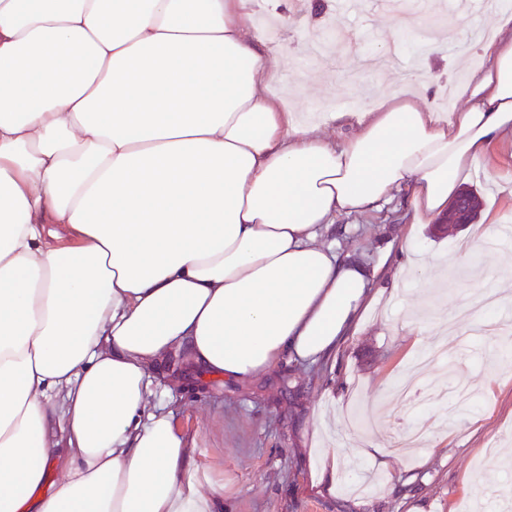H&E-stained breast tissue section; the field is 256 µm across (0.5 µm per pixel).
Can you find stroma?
Wrapping results in <instances>:
<instances>
[{
    "label": "stroma",
    "mask_w": 512,
    "mask_h": 512,
    "mask_svg": "<svg viewBox=\"0 0 512 512\" xmlns=\"http://www.w3.org/2000/svg\"><path fill=\"white\" fill-rule=\"evenodd\" d=\"M256 12L290 18L280 27L282 43L295 51L287 78L312 87L311 95L288 99L291 111L344 112L347 79L378 93L392 82L391 72L371 66L388 55L382 10L356 18L342 12L341 0H258ZM403 46L404 60L428 76L419 91L428 107L442 109L446 89L475 72L441 50L421 54L413 40ZM468 186L483 208L512 224V145L494 148ZM336 225L341 249L358 250L367 264L383 265V277L399 280L397 295L380 302L373 319L325 363H283L245 386L181 371L167 404L195 463L223 482L231 512H512V478L506 474L512 469V357L506 354L512 335L486 339L455 324L446 343L450 364L428 366L416 399L397 389L415 358L438 346L437 320L466 306L471 295L493 290L512 268V240L461 269L452 261L467 230L438 238L420 224L412 229V245L429 267L425 274L403 276L396 260L385 256L409 230L399 203L375 216L340 217ZM415 322L425 324L426 332L412 333ZM431 387H464L474 399L448 421L428 400ZM319 422L339 450L332 494L317 483ZM412 427L429 432V445L393 451ZM369 444L387 449L386 469L358 455V447ZM375 470L404 484L405 495L385 485L357 494L364 474Z\"/></svg>",
    "instance_id": "stroma-1"
}]
</instances>
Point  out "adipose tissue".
I'll use <instances>...</instances> for the list:
<instances>
[{"instance_id":"adipose-tissue-1","label":"adipose tissue","mask_w":512,"mask_h":512,"mask_svg":"<svg viewBox=\"0 0 512 512\" xmlns=\"http://www.w3.org/2000/svg\"><path fill=\"white\" fill-rule=\"evenodd\" d=\"M255 4L0 0V512H228L164 365L245 384L335 355L378 294L337 217L436 223L512 144L511 11L464 107L400 83L330 113L334 141L272 93L293 52Z\"/></svg>"}]
</instances>
